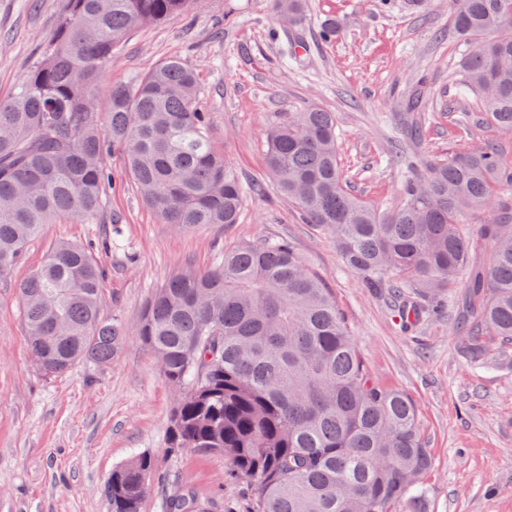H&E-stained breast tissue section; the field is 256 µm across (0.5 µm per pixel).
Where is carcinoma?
Returning <instances> with one entry per match:
<instances>
[{
  "label": "carcinoma",
  "mask_w": 512,
  "mask_h": 512,
  "mask_svg": "<svg viewBox=\"0 0 512 512\" xmlns=\"http://www.w3.org/2000/svg\"><path fill=\"white\" fill-rule=\"evenodd\" d=\"M451 29L471 46L455 65L480 118L512 133V0H451ZM199 0H67L56 34L13 97L0 100V278L42 225L87 223L118 152L142 199L166 224L238 223L246 187L213 147L194 69L171 57L102 101L96 86L141 27ZM299 25L305 0H273ZM423 97L408 100L417 133ZM268 181L303 222L335 240L367 286L386 278L400 325L427 316L419 297L450 301L458 349L512 367V164L498 149L454 153L403 170L397 206L352 193L338 161L336 118L317 106L285 112L267 133ZM491 250L481 262L478 251ZM103 272L90 248L61 242L19 285L29 349L46 376L112 361L121 322L103 314ZM138 336L178 395L167 450L229 461L250 485L248 512H393L421 495L433 461L416 409L372 377L336 300L284 240L224 252L205 270L171 276L145 305ZM154 475L142 452L112 469L110 512H142ZM161 512H226L173 485Z\"/></svg>",
  "instance_id": "cac0c4a2"
}]
</instances>
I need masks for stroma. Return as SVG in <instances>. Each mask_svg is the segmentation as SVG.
Masks as SVG:
<instances>
[{
  "label": "stroma",
  "instance_id": "35a3bbf8",
  "mask_svg": "<svg viewBox=\"0 0 512 512\" xmlns=\"http://www.w3.org/2000/svg\"><path fill=\"white\" fill-rule=\"evenodd\" d=\"M65 2L0 0V98L15 93L55 35ZM307 5L304 24L286 30L270 0H200L139 29L102 77L103 95L167 58L184 57L198 76L211 138L249 190L238 223L183 230L143 202L123 157L113 154L107 164L116 186L94 220L44 225L23 262L0 280V512H109V474L143 451L153 454L159 474L203 499L244 504L246 484L228 478L223 456L168 454L176 391L140 342L138 326L148 298L169 276L270 238L290 241L330 289L374 380L415 405L433 459L422 512H512V370L493 360L473 366L459 356L452 306L403 331L382 289L365 287L344 266L335 240L302 223L294 203L265 178L268 127L278 113L309 104L335 113L346 183L382 209L401 195L399 151L422 163L492 143L502 145L508 163L512 135L465 120L473 106L454 97L453 65L464 46L450 35L448 0H425L419 9L397 0L388 13L375 11L372 0ZM330 21L338 37L317 42ZM293 39L303 47L283 63ZM419 84L426 122L413 138L404 102ZM105 229L125 245L99 255L104 314L121 322L125 345L109 363L44 376L27 344L18 285L54 244L97 242Z\"/></svg>",
  "mask_w": 512,
  "mask_h": 512
}]
</instances>
